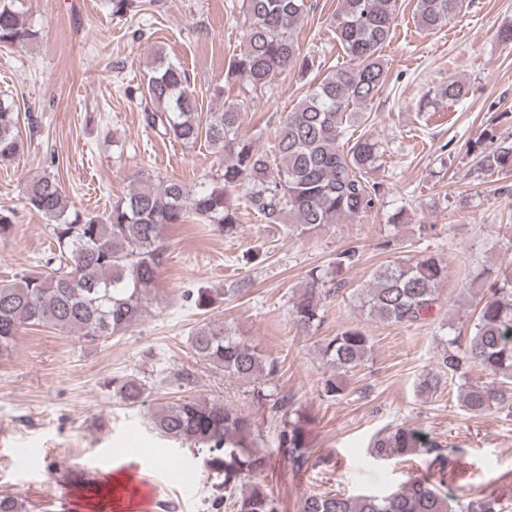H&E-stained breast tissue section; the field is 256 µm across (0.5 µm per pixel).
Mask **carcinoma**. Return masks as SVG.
Wrapping results in <instances>:
<instances>
[{
	"label": "carcinoma",
	"mask_w": 512,
	"mask_h": 512,
	"mask_svg": "<svg viewBox=\"0 0 512 512\" xmlns=\"http://www.w3.org/2000/svg\"><path fill=\"white\" fill-rule=\"evenodd\" d=\"M245 21L241 44L227 65L224 80L244 94L272 84L289 69L309 66L293 37L308 17V0H243ZM462 0H416L415 18L427 30L442 28L460 11ZM398 0H337L333 28L336 43L349 62L309 87L301 102L284 113L276 129L279 163L271 168L254 140L240 133L247 98L224 102L206 114L185 70L156 52L141 93L143 121L160 138L193 146L200 140L224 156L215 176L190 190L178 180L140 173L129 191L112 199L101 214L69 204L55 172L30 180L23 205L47 221L52 249L45 271L24 274L0 284V355L9 353L32 326L51 327L94 343L126 332L143 318L167 259V235L177 224H208L226 239L241 233L240 205L263 224H288V233L305 236L346 219L362 218L384 195L374 172L382 151L371 137H353L351 127L387 82L382 55L392 38ZM38 30L24 18V0H0V46L25 47ZM465 94L453 77L443 82L428 108L438 101L455 103ZM18 113L0 106V162L23 151ZM480 169L512 171V144L482 148ZM360 248L351 245L336 255L334 265L313 268L307 282L291 298L296 327L309 334L323 320L320 286L339 271L357 264ZM448 264L423 253L377 266L367 286L356 294L357 307L371 319L405 328L420 326L441 309L440 285ZM482 286L475 316L467 332L441 327L437 364L441 374L460 384L457 400L468 417L512 406V270H479L464 284ZM202 361L249 387L252 401L278 423L276 452L300 474L314 466L312 414L292 398L268 389L280 370L278 360L230 322L209 320L189 337ZM371 339L347 327L321 345L324 364L336 373L321 382L323 396L335 401L346 386L342 377L371 355ZM478 369L491 381H464ZM440 374L418 379L422 393L440 388ZM112 393L129 408L149 396V387L134 376L114 377ZM253 419L222 401L191 397L159 404L147 417L151 433L202 454L206 470L221 479L224 494L214 501L224 512H279L267 483L272 454L262 449ZM376 459L418 456L427 469L443 474L455 469L456 450L443 452L436 442L413 428L378 432L368 448ZM506 505L491 495L440 490L426 475L383 492L345 496L332 492L303 496L298 512H503Z\"/></svg>",
	"instance_id": "obj_1"
}]
</instances>
